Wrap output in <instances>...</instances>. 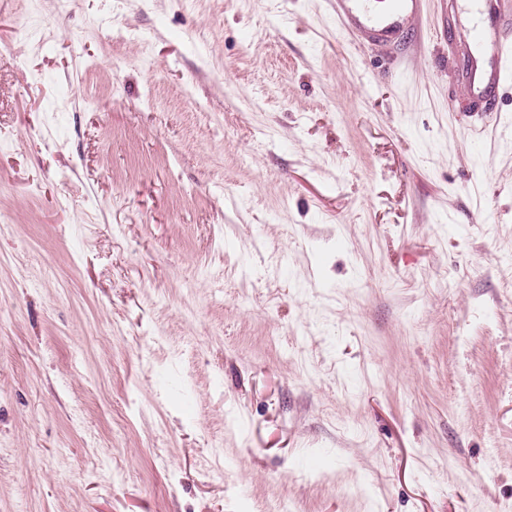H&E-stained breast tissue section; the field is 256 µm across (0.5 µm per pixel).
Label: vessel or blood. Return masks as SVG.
Masks as SVG:
<instances>
[{"label":"vessel or blood","instance_id":"1","mask_svg":"<svg viewBox=\"0 0 512 512\" xmlns=\"http://www.w3.org/2000/svg\"><path fill=\"white\" fill-rule=\"evenodd\" d=\"M422 0H331L341 27L372 41H400L417 16ZM476 6L477 20L463 35L468 64L462 78L471 95L487 96L498 85L512 82V43L500 32L512 30V0H461Z\"/></svg>","mask_w":512,"mask_h":512}]
</instances>
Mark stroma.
<instances>
[{"instance_id":"35a3bbf8","label":"stroma","mask_w":512,"mask_h":512,"mask_svg":"<svg viewBox=\"0 0 512 512\" xmlns=\"http://www.w3.org/2000/svg\"><path fill=\"white\" fill-rule=\"evenodd\" d=\"M424 0L0 5V512H512V92ZM422 0H331L336 20L348 32L392 45L403 37L417 16ZM375 3L384 4L377 8Z\"/></svg>"}]
</instances>
